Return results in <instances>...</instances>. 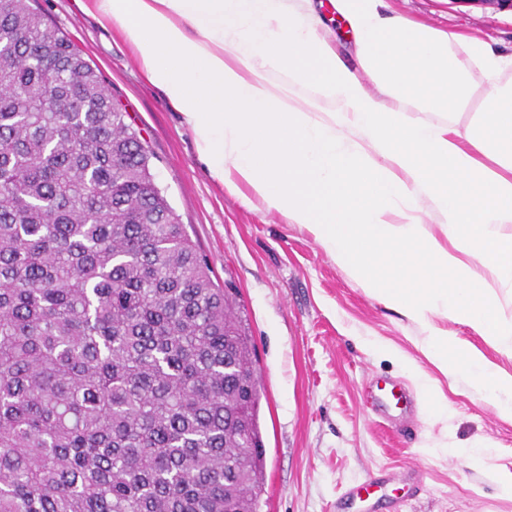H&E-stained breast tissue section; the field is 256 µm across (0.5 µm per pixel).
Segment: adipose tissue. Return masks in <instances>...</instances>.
<instances>
[{
    "instance_id": "ef3b65f1",
    "label": "adipose tissue",
    "mask_w": 512,
    "mask_h": 512,
    "mask_svg": "<svg viewBox=\"0 0 512 512\" xmlns=\"http://www.w3.org/2000/svg\"><path fill=\"white\" fill-rule=\"evenodd\" d=\"M77 2L121 30L217 182L303 225L424 328L438 367L453 354L478 391H512L434 322L455 319L512 352V314L496 295L512 282V58L385 0H336L353 68L312 0Z\"/></svg>"
}]
</instances>
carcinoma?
I'll list each match as a JSON object with an SVG mask.
<instances>
[{"label":"carcinoma","instance_id":"cac0c4a2","mask_svg":"<svg viewBox=\"0 0 512 512\" xmlns=\"http://www.w3.org/2000/svg\"><path fill=\"white\" fill-rule=\"evenodd\" d=\"M110 85L0 0V512H260L253 337Z\"/></svg>","mask_w":512,"mask_h":512}]
</instances>
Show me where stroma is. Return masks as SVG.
<instances>
[{
  "instance_id": "obj_1",
  "label": "stroma",
  "mask_w": 512,
  "mask_h": 512,
  "mask_svg": "<svg viewBox=\"0 0 512 512\" xmlns=\"http://www.w3.org/2000/svg\"><path fill=\"white\" fill-rule=\"evenodd\" d=\"M389 5L512 56V10L455 0ZM33 6L111 83L213 281L238 291L262 387L261 512H512V498L501 493L512 483V416L433 364L421 327L368 294L303 226L213 180L178 109L147 79L119 29L96 26L74 0ZM436 323L491 369L512 376V355L465 324L441 316ZM418 372L447 413L421 402ZM379 383L401 385L405 393L385 415L374 400ZM472 454L482 464H471Z\"/></svg>"
}]
</instances>
